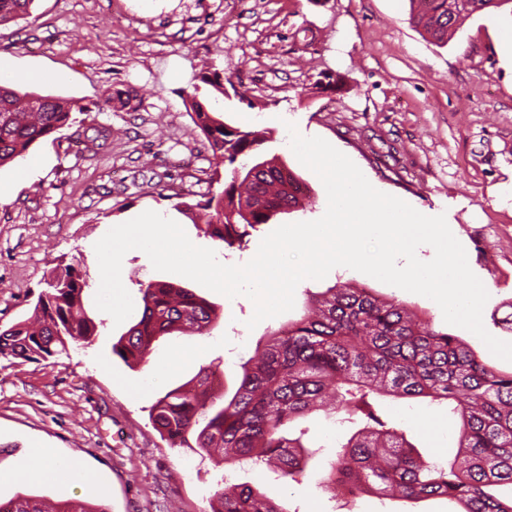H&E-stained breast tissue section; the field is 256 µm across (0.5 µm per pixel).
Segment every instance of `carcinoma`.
Wrapping results in <instances>:
<instances>
[{"label":"carcinoma","instance_id":"obj_1","mask_svg":"<svg viewBox=\"0 0 512 512\" xmlns=\"http://www.w3.org/2000/svg\"><path fill=\"white\" fill-rule=\"evenodd\" d=\"M35 0H0V25L30 16ZM411 20L435 41L448 42L459 21L477 11H509L512 0H409ZM197 80L224 93L217 71ZM188 108L205 137L220 184L203 203L179 199L204 236L225 249L243 250L251 232L273 216L300 206L305 185L278 157H269L261 131L232 127L197 99ZM77 102L0 87V167L25 157L40 139L75 122ZM228 176L223 178L219 168ZM31 316L0 330V357L48 359L71 342L92 345L104 322L91 318L86 275L72 266L55 270ZM142 313L112 344V354L133 367L173 333L201 332L217 318L192 290L166 281L140 288ZM235 390L215 395L213 373L199 371L168 390L151 408L161 435L195 447L215 465L264 463L283 478L304 474L306 431L290 425L321 410L345 416L355 431L327 461L323 486L346 502L371 493L407 502L441 497L458 512H512V371L486 364L465 340L436 329L399 300L348 283L308 293L304 314L274 330L241 364ZM384 397L446 404L459 418L457 454L446 468L423 459L379 410ZM213 512H289L259 490L237 484L216 493ZM0 512H47L33 497L0 501Z\"/></svg>","mask_w":512,"mask_h":512}]
</instances>
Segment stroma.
Instances as JSON below:
<instances>
[{
    "label": "stroma",
    "instance_id": "obj_1",
    "mask_svg": "<svg viewBox=\"0 0 512 512\" xmlns=\"http://www.w3.org/2000/svg\"><path fill=\"white\" fill-rule=\"evenodd\" d=\"M509 29L512 15L477 12L438 44L412 23L409 0H35L29 17L0 26V73L28 69L36 79L19 84L20 92L73 99L84 111L32 146L30 173L16 163L0 168V185L11 187L0 202V328L31 315L59 264L88 273L86 310L102 319L94 246L137 213L156 211L195 245L211 247L174 200L181 193L202 201L210 188L212 153L187 108L194 74L210 66L222 72L225 92L203 90L200 99L225 124L265 132L268 151L310 189L304 207L261 225L246 250L226 252L222 263L244 264L274 228L323 215L326 190L293 153L292 124L348 155L371 185L424 215H445L489 294L486 330L512 342V332L495 323L512 313V199L503 198L512 189ZM117 90L139 92L136 111L104 106ZM97 127L111 128L107 145L78 149L77 140ZM149 281L191 288L214 305L215 322L164 339L133 368L112 353L127 327L111 323L93 345H71L59 357L0 358L1 500L22 493L51 505L81 501L96 512H212L215 492L231 482L266 493L289 512H381L376 496L343 506L320 488L327 453L351 433L324 412L298 422L309 430L313 454L297 482L263 464L214 467L196 451L170 446L150 419L157 399L200 368L216 367L234 388L240 363L269 332L302 314L309 290L337 283L375 289L464 339L490 366L512 369L472 332L446 325L433 300L361 272L337 267L324 279L303 280L290 313L252 329L249 298L156 270L144 252L129 251L122 282L132 299ZM157 363L167 364L165 378L139 391ZM383 410L424 457L453 461L456 422L447 409L391 400ZM36 446L78 461L91 485L9 481L16 461Z\"/></svg>",
    "mask_w": 512,
    "mask_h": 512
}]
</instances>
